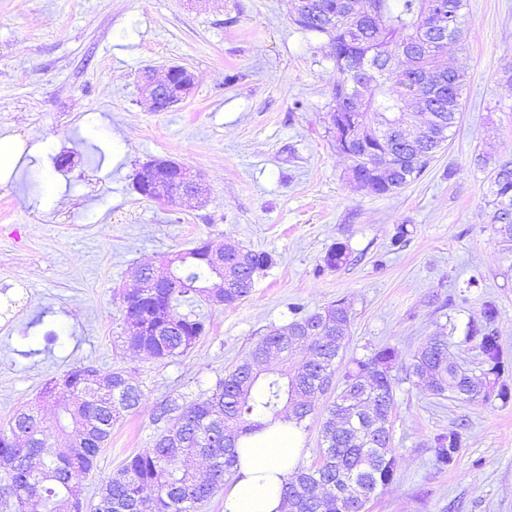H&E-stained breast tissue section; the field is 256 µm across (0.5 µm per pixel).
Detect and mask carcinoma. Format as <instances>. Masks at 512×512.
<instances>
[{
    "mask_svg": "<svg viewBox=\"0 0 512 512\" xmlns=\"http://www.w3.org/2000/svg\"><path fill=\"white\" fill-rule=\"evenodd\" d=\"M436 0H311V9L292 18L306 34L328 37L327 58L333 62L336 81L332 96L341 102L361 98V112H330L337 129L336 151L350 161L349 175L373 193H391L420 176L430 159L448 140L456 123L464 75L438 63L448 47L424 39L425 12ZM448 15L461 37L464 0H446ZM371 66L367 77L353 73L351 63ZM448 85V95L435 108L424 111L428 132L414 142L376 144L365 150L368 130L384 116L400 112L405 99L435 77ZM491 223L501 239L512 245V159L495 164L489 201ZM207 247L198 245L169 259L178 287L143 289L132 302L121 295L122 308H133L138 323L155 325L157 311L170 312L168 325L157 335L132 340L123 327V342L136 344L160 360L185 355L206 333V323L194 314L177 310L179 302L208 300L218 278H224V301L245 299L261 272L273 265L267 252L247 250L244 265L224 257V268L207 259ZM348 247L333 244L323 258L324 267L336 269L349 262ZM296 315L256 343L242 361L215 385L188 405L166 400L158 405L154 422L164 423L151 447L128 458L101 483L92 512H199L205 502L224 489L234 475L236 441L263 428V420L281 416L301 425L314 405L302 396L339 377L341 389L322 422V448L308 467L300 466L283 487L287 512H363L377 489L392 483L390 417L394 405L391 371L395 350L383 347L365 359L342 364L351 321L342 301L313 313ZM499 310L487 299L469 321L467 338L477 341L481 374L461 367L450 353V337L440 328L417 351L407 367L414 383L439 398L477 402L475 381H484L490 394L506 404L512 385L505 378L504 351L495 328ZM283 369H262L270 359ZM93 366L68 369L70 390H56L55 379L46 382L42 398L55 404L54 428L46 426L39 410L15 411L0 428V462H14V473L0 475V498L14 512H83L82 482L112 436V426L135 412L142 391L123 369L107 372L112 387L85 384ZM466 424L459 423L434 436V459L440 469L456 461ZM69 440V448L55 452L51 439Z\"/></svg>",
    "mask_w": 512,
    "mask_h": 512,
    "instance_id": "cac0c4a2",
    "label": "carcinoma"
}]
</instances>
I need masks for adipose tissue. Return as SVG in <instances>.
Listing matches in <instances>:
<instances>
[{
  "instance_id": "ef3b65f1",
  "label": "adipose tissue",
  "mask_w": 512,
  "mask_h": 512,
  "mask_svg": "<svg viewBox=\"0 0 512 512\" xmlns=\"http://www.w3.org/2000/svg\"><path fill=\"white\" fill-rule=\"evenodd\" d=\"M300 436L294 422L279 419L241 437L224 512H285L281 490L303 453Z\"/></svg>"
}]
</instances>
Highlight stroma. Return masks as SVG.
Here are the masks:
<instances>
[{
    "label": "stroma",
    "instance_id": "35a3bbf8",
    "mask_svg": "<svg viewBox=\"0 0 512 512\" xmlns=\"http://www.w3.org/2000/svg\"><path fill=\"white\" fill-rule=\"evenodd\" d=\"M464 2L461 41L442 59L466 75L457 123L420 177L379 196L348 179L328 125L327 40L293 24L291 0H0V134L34 148L0 185V426L73 366L129 371L142 399L83 483L94 500L105 477L152 444L160 403L195 400L291 321V306L309 313L343 299L344 359L385 346L397 355L395 478L368 512H512V402L441 399L406 372L442 325L456 361L479 372L465 331L488 297L512 361V249L491 222L490 171L474 162L488 139L512 158V0ZM172 65L196 74L194 90L148 111L142 72ZM47 141L52 150L40 151ZM67 153L71 165L58 167ZM158 157L200 172L205 201L140 196L134 177ZM401 224L407 243L394 251ZM227 237L275 260L249 296L181 305L210 323L182 357L124 344L120 292L137 268ZM337 242L350 262L321 270ZM460 421L457 461L438 469L432 440Z\"/></svg>",
    "mask_w": 512,
    "mask_h": 512
}]
</instances>
